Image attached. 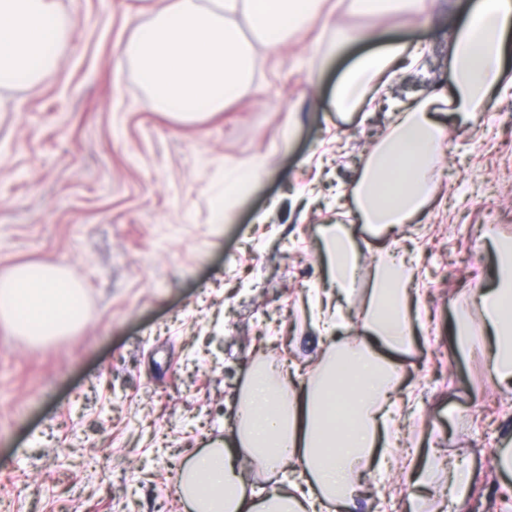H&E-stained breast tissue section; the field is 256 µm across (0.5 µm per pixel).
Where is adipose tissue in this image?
Listing matches in <instances>:
<instances>
[{"mask_svg": "<svg viewBox=\"0 0 512 512\" xmlns=\"http://www.w3.org/2000/svg\"><path fill=\"white\" fill-rule=\"evenodd\" d=\"M327 0H171L135 30L123 52L136 61L154 108L184 119L193 108L221 111L250 83L252 43L232 17L244 12L269 50L303 33ZM58 0H0V88L35 83L54 63L63 38ZM448 90L397 113L373 147L349 193L356 218L375 237L411 223L434 201V167L447 150V126L468 125L495 94L512 90L505 61L512 50V0H470L450 34ZM423 45L387 42L357 57L342 73L336 111L358 107L416 61ZM323 250L331 287L317 294L315 327L323 358L308 372L268 362L255 366L238 402L231 440L215 442L181 471L179 492L190 512H356L373 475L395 463L400 432L395 354L414 341L412 285L417 254L378 247L364 258L350 227L326 226ZM499 274L480 290L482 323L494 337L491 368L512 382V244L496 243ZM370 287L348 331L344 306L362 268ZM0 318L32 342L63 336L84 318L83 292L57 266L25 264L0 279ZM344 402L348 418L335 414ZM286 475L285 484L246 492L251 467Z\"/></svg>", "mask_w": 512, "mask_h": 512, "instance_id": "ef3b65f1", "label": "adipose tissue"}]
</instances>
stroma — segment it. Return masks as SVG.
<instances>
[{
	"instance_id": "1",
	"label": "stroma",
	"mask_w": 512,
	"mask_h": 512,
	"mask_svg": "<svg viewBox=\"0 0 512 512\" xmlns=\"http://www.w3.org/2000/svg\"><path fill=\"white\" fill-rule=\"evenodd\" d=\"M169 0H60L68 26L39 81L0 89V278L62 267L84 291V321L35 345L0 319V512H184V463L237 425L254 363L314 364L309 302L324 289L322 227L393 121L447 88L448 32L465 0H431L428 21L339 7L307 38L260 54L223 111H156L121 48ZM428 46L418 69L348 114L336 83L362 43L337 26ZM321 51L311 54L309 44ZM439 196L393 236L420 256L415 344L401 356L407 399L399 465L359 512H443L448 467L475 480L464 512H512V387L461 350L460 317L512 239V96L450 129ZM267 159L231 213L225 170ZM437 466L421 488L410 470Z\"/></svg>"
}]
</instances>
